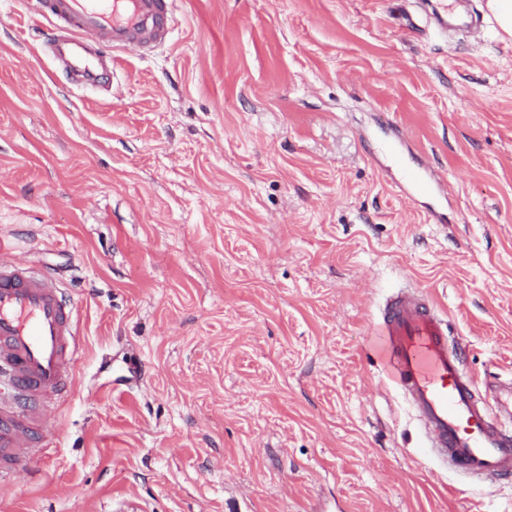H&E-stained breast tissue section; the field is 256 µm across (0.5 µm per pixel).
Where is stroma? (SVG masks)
Masks as SVG:
<instances>
[{"instance_id": "1", "label": "stroma", "mask_w": 512, "mask_h": 512, "mask_svg": "<svg viewBox=\"0 0 512 512\" xmlns=\"http://www.w3.org/2000/svg\"><path fill=\"white\" fill-rule=\"evenodd\" d=\"M171 10L90 91L0 0V244L54 274L77 343L0 512H512V482L425 448L375 329L422 286L466 372L512 381V41L423 0ZM426 162L446 192L404 194Z\"/></svg>"}]
</instances>
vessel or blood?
<instances>
[{"instance_id": "vessel-or-blood-1", "label": "vessel or blood", "mask_w": 512, "mask_h": 512, "mask_svg": "<svg viewBox=\"0 0 512 512\" xmlns=\"http://www.w3.org/2000/svg\"><path fill=\"white\" fill-rule=\"evenodd\" d=\"M40 6L50 26L67 24L68 38L54 44L87 90L98 87L104 68L86 55V33H103L112 47L124 49L148 28L167 35L173 21L168 0H41ZM442 187L424 164L403 175L408 195ZM72 310L53 275L0 259V368L9 395L26 401L17 416L7 397L0 398V467H22L50 428L45 404L66 390L74 369ZM376 327L387 377L418 412L439 457L475 475L511 478L512 393L479 397L476 380L464 372V348L441 311L412 289L387 300Z\"/></svg>"}]
</instances>
